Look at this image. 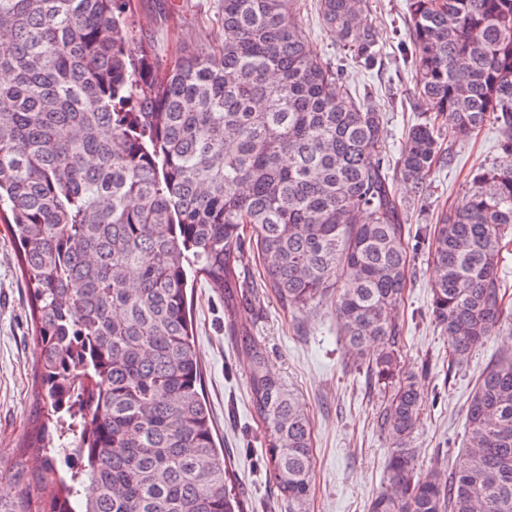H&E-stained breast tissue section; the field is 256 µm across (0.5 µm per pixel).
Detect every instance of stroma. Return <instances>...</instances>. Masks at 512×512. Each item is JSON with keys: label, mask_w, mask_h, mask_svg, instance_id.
<instances>
[{"label": "stroma", "mask_w": 512, "mask_h": 512, "mask_svg": "<svg viewBox=\"0 0 512 512\" xmlns=\"http://www.w3.org/2000/svg\"><path fill=\"white\" fill-rule=\"evenodd\" d=\"M220 0H133V20L151 35L160 60L180 51L207 52L219 36ZM378 32L382 64L373 70L350 67L356 89L374 87L373 100L385 115L386 142L398 153L408 127L428 103L417 91L405 60V0H366ZM500 133L486 126L463 140L452 132L442 143L452 150L448 165L436 169L419 201L396 183L401 200L410 201L407 238L434 224L441 211L461 203L473 171L499 157ZM409 286L398 310L400 350L406 369L415 372L425 402L411 446L420 472L453 470L463 452L465 410L478 376L492 356L512 348V314L461 369L448 368V338L430 314L432 268L427 246L411 252ZM241 278L253 285V298L241 305L239 322L264 345L269 367L277 372L309 411L315 457L313 494L294 507L279 496L266 474L263 424L252 410L248 362L234 337L224 332V303L203 283L192 290L194 341L202 366V386L224 455L229 479L245 512H369L371 500L384 489V467L393 440L377 424L382 394L364 371L346 367L344 348L331 298L303 310L281 304L260 287L261 266L255 247L238 258ZM29 294L17 263V248L0 223V449L16 447L31 410L28 397L38 350L29 330Z\"/></svg>", "instance_id": "1"}]
</instances>
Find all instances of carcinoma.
Wrapping results in <instances>:
<instances>
[{
    "instance_id": "cac0c4a2",
    "label": "carcinoma",
    "mask_w": 512,
    "mask_h": 512,
    "mask_svg": "<svg viewBox=\"0 0 512 512\" xmlns=\"http://www.w3.org/2000/svg\"><path fill=\"white\" fill-rule=\"evenodd\" d=\"M324 26L375 67L365 0H318ZM407 49L433 105L392 160L384 116L310 53L297 0H221L219 44L162 64L134 37L130 0H0V211L15 239L40 349L33 411L0 512H244L227 487L191 332L188 275L224 299L250 359L268 476L288 503L313 491L312 423L238 323L246 241L264 287L292 309L331 294L347 361L384 391L389 490L371 512H512V352L493 358L466 409L450 473L417 472L424 394L402 372L397 310L409 281L406 209L462 139L492 122L499 160L418 239L433 265L431 314L468 362L507 310L512 236V0H407ZM80 454L63 474L66 448Z\"/></svg>"
}]
</instances>
